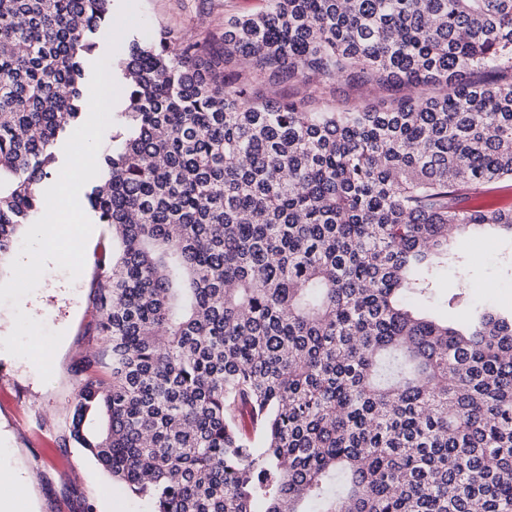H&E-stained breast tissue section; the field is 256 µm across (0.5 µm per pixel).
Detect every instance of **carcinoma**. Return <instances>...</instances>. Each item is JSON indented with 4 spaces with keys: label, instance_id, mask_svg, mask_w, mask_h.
Here are the masks:
<instances>
[{
    "label": "carcinoma",
    "instance_id": "1",
    "mask_svg": "<svg viewBox=\"0 0 512 512\" xmlns=\"http://www.w3.org/2000/svg\"><path fill=\"white\" fill-rule=\"evenodd\" d=\"M110 2L0 0V258ZM126 55L86 193L108 375L73 439L150 512H512V308L460 329L411 303L459 236L512 237V209L461 206L512 187V79H472L512 73V0H268L218 53L162 31ZM338 81L408 94L315 106Z\"/></svg>",
    "mask_w": 512,
    "mask_h": 512
}]
</instances>
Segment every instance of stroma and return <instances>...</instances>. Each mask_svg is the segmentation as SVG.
I'll use <instances>...</instances> for the list:
<instances>
[{
  "label": "stroma",
  "mask_w": 512,
  "mask_h": 512,
  "mask_svg": "<svg viewBox=\"0 0 512 512\" xmlns=\"http://www.w3.org/2000/svg\"><path fill=\"white\" fill-rule=\"evenodd\" d=\"M266 6L267 0H138L145 26L127 30L114 50L125 54L126 41H149L163 30L218 46L225 19L255 15ZM111 246L107 225H95L81 276L73 280L54 270L22 301L26 313L64 334L51 381H42L30 360L0 350V482L16 484L15 512H149L145 501L111 480L70 437L82 370L106 347L93 310L98 291L92 282L97 259ZM462 249L472 303L512 307V240L470 237Z\"/></svg>",
  "instance_id": "obj_1"
}]
</instances>
